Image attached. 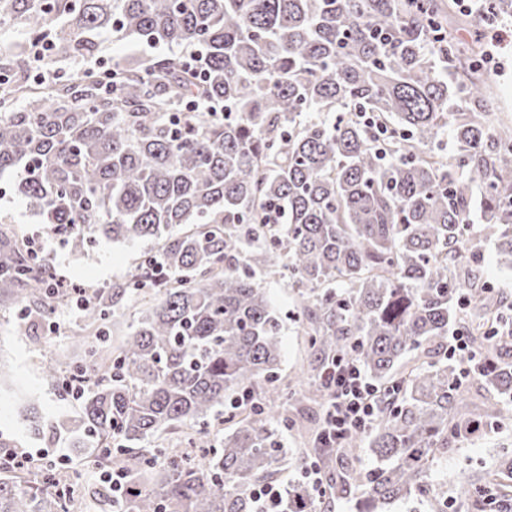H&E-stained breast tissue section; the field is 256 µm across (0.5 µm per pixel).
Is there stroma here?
Returning <instances> with one entry per match:
<instances>
[{"label":"stroma","instance_id":"stroma-1","mask_svg":"<svg viewBox=\"0 0 512 512\" xmlns=\"http://www.w3.org/2000/svg\"><path fill=\"white\" fill-rule=\"evenodd\" d=\"M482 63L494 78L496 114L512 118V50L485 45ZM16 179L13 173L0 175V224L15 225L25 235L38 234L37 252L54 262L57 274L80 287L111 286L112 282L122 280L145 253L152 251V244L145 242L115 244L97 238L89 243L84 254H72L69 245L52 235L28 209L25 199L14 188ZM465 248L479 251L484 286L512 301V268L503 263L493 242L475 239L466 243ZM259 283L283 318L280 382L302 388L315 355L308 337L295 322L300 309L298 293L278 276H260ZM137 308L135 301H128L125 316L118 318L116 324L85 333L81 330L83 312L75 304L61 306L50 320L34 327L29 320L21 319L18 306L8 299L0 300V371L7 375L6 382L0 384V437L19 443L23 453L40 457L43 465L52 471L76 470L81 492L87 497L108 484L105 470L95 467L92 457L76 454L68 435L49 441L30 435L19 418L20 407L23 400H34L49 422L78 417L80 401L68 396L47 375L49 358L81 361L85 358V346L119 344L134 321ZM465 389L483 428L449 449L447 459L438 461L434 467L431 487L444 489L448 512H472L470 500L459 492L461 482L486 472L496 462L501 448L512 444V420L507 422L499 416L500 410L512 402L481 378L467 381ZM322 414V407H311L298 417L295 427L281 432L283 446L291 450L280 466L281 479H301L304 458L312 453L310 430L319 426Z\"/></svg>","mask_w":512,"mask_h":512}]
</instances>
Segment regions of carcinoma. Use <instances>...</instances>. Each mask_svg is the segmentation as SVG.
<instances>
[{
	"label": "carcinoma",
	"instance_id": "carcinoma-1",
	"mask_svg": "<svg viewBox=\"0 0 512 512\" xmlns=\"http://www.w3.org/2000/svg\"><path fill=\"white\" fill-rule=\"evenodd\" d=\"M10 28L24 38L0 43V176L18 174L29 210L76 252L97 234L158 245L94 291L85 321L119 315L132 286L142 316L115 349L86 350L91 372L71 373L82 413L52 435H78L98 466L126 473L125 512H261L252 490L288 452L263 419L292 425L283 323L257 282L273 273L298 291L312 370L352 353L383 386L356 512L425 497L434 461L475 422L459 364L440 355L462 294L471 342L496 363L485 379L512 399V348L487 331L509 306L462 251L477 207L512 266V125L492 120L480 39L455 35L442 0H0ZM101 33L179 54L114 58L110 88L91 69L30 81L35 46L48 45L45 65L83 60ZM191 100L232 114L188 112ZM272 208L281 223L266 222ZM54 273L0 226V298L47 320L67 295ZM257 386L253 418L207 459L130 448L179 425L204 448L214 409ZM361 442L318 452L330 465ZM281 489L278 512H312L306 484ZM463 491L476 512H512V448ZM0 512L70 510L56 482L0 462Z\"/></svg>",
	"mask_w": 512,
	"mask_h": 512
}]
</instances>
